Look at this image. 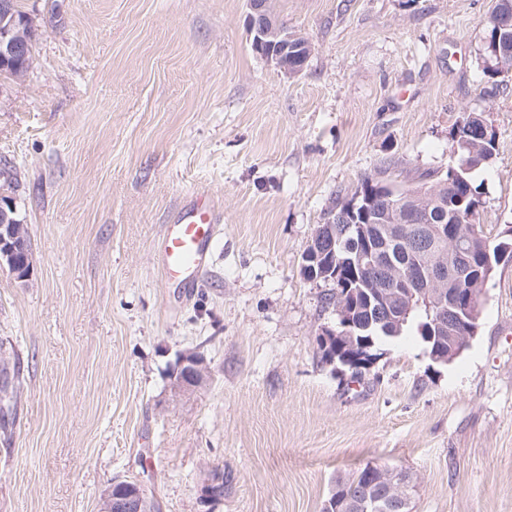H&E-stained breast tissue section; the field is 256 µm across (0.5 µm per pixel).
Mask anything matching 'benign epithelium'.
Instances as JSON below:
<instances>
[{"mask_svg": "<svg viewBox=\"0 0 512 512\" xmlns=\"http://www.w3.org/2000/svg\"><path fill=\"white\" fill-rule=\"evenodd\" d=\"M249 13L247 16L249 30L254 34L253 46L262 58L275 67L288 71V54L291 51L289 36L284 33L274 14L268 9L264 0H248ZM16 14L13 0H0V62L8 63L19 57L28 56V43L21 35L14 33ZM17 209L15 203L4 198L0 200V267L7 268L18 280L27 278L31 264V252L25 248V233L23 227L17 224L14 218ZM421 209H404L402 220L404 223L392 227L393 239L403 242H426L430 238H437L448 242L450 259L442 255L432 257L429 263V277L420 280L413 269L397 267L389 257L381 252L366 246V253L358 262L360 269L374 268L385 272V280L376 284L371 299L378 304L388 305L395 302L407 308L412 306L416 294H427L443 299L448 287V272L462 279L466 276L464 262L468 255L462 243L468 236L471 225L461 224L448 228L443 224H407L405 220L416 219ZM336 238L330 224L319 225L310 240L303 258V272L312 280L323 277V270L327 268L326 257H336ZM448 304L436 303L432 324L442 328L451 335L454 346L449 350L435 349L431 359L436 364H448V360L460 346H467L472 339L474 326L480 317L479 292L470 290L468 293L452 294L448 297ZM336 328L342 329V335H352L351 328L355 326L353 312L346 301V296H336ZM336 328H326L321 331L318 343L324 350H329L331 339L336 337ZM182 369L187 380L181 382V387H196L203 381L205 367L199 357L186 356L182 360ZM373 505L378 512H403L409 508L406 497L391 499L387 495L360 497L355 502L356 510ZM149 502L143 486L135 481L114 480L103 491L100 500V512H148Z\"/></svg>", "mask_w": 512, "mask_h": 512, "instance_id": "7a95c632", "label": "benign epithelium"}]
</instances>
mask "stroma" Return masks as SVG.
<instances>
[{"instance_id": "35a3bbf8", "label": "stroma", "mask_w": 512, "mask_h": 512, "mask_svg": "<svg viewBox=\"0 0 512 512\" xmlns=\"http://www.w3.org/2000/svg\"><path fill=\"white\" fill-rule=\"evenodd\" d=\"M492 0H274L312 52L291 75L251 47L247 0H22L26 76L0 75V159L32 246L0 268V358L20 361L0 433V512H99L112 479L161 512H322L337 479L407 471L412 512H512V258L445 366L415 332L354 380L302 256L367 176L447 170L470 112L495 136L473 218L512 227V75L483 58ZM222 214L197 285L156 244L192 196ZM207 372L175 386L186 354ZM223 472L224 495L208 491Z\"/></svg>"}]
</instances>
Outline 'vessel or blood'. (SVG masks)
<instances>
[{"label": "vessel or blood", "instance_id": "obj_1", "mask_svg": "<svg viewBox=\"0 0 512 512\" xmlns=\"http://www.w3.org/2000/svg\"><path fill=\"white\" fill-rule=\"evenodd\" d=\"M219 222L210 202L198 196L181 210L173 224L166 226L157 252L167 279L186 286L206 271Z\"/></svg>", "mask_w": 512, "mask_h": 512}]
</instances>
